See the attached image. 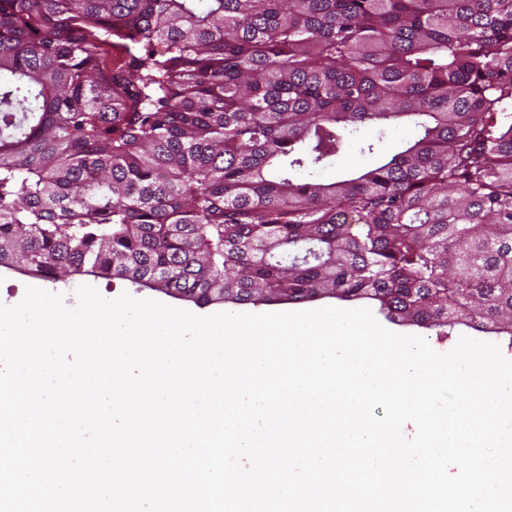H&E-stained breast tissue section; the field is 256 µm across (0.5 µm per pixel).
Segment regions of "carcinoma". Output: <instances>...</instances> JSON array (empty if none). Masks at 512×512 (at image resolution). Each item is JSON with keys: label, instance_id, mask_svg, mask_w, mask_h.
I'll use <instances>...</instances> for the list:
<instances>
[{"label": "carcinoma", "instance_id": "1", "mask_svg": "<svg viewBox=\"0 0 512 512\" xmlns=\"http://www.w3.org/2000/svg\"><path fill=\"white\" fill-rule=\"evenodd\" d=\"M399 122L400 151L318 176ZM18 263L512 336V0H0Z\"/></svg>", "mask_w": 512, "mask_h": 512}]
</instances>
